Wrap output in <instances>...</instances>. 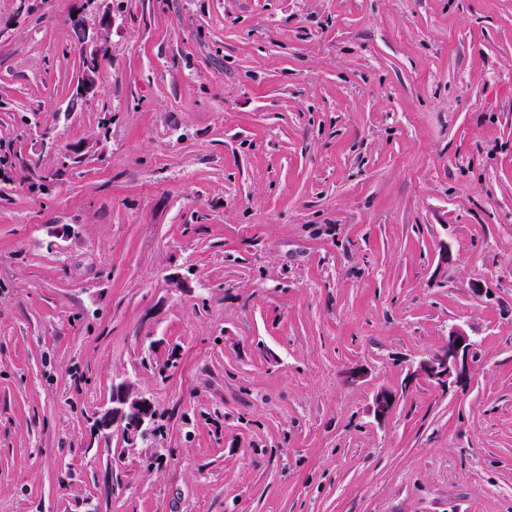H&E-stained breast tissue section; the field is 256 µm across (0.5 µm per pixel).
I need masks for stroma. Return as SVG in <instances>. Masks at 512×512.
<instances>
[{"label":"stroma","mask_w":512,"mask_h":512,"mask_svg":"<svg viewBox=\"0 0 512 512\" xmlns=\"http://www.w3.org/2000/svg\"><path fill=\"white\" fill-rule=\"evenodd\" d=\"M0 512H512V0H0ZM111 24L112 16L107 14L103 18L102 27L98 30L90 33L85 28L78 27L80 40L77 47L83 60V68L80 82L76 86L77 97L86 98L95 93L100 63L105 57L103 30ZM459 343V346H456ZM475 342L461 327L448 332V343L439 352L429 355L407 367L404 382L407 385L429 380L442 387L463 382L474 362ZM117 424L122 428L124 441L131 446L156 434L158 419L155 406L149 398L134 390L130 380L112 384L109 402L95 413L94 435L109 438Z\"/></svg>","instance_id":"35a3bbf8"}]
</instances>
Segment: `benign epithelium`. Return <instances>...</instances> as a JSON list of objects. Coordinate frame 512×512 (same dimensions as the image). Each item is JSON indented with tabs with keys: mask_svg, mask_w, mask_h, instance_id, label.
Listing matches in <instances>:
<instances>
[{
	"mask_svg": "<svg viewBox=\"0 0 512 512\" xmlns=\"http://www.w3.org/2000/svg\"><path fill=\"white\" fill-rule=\"evenodd\" d=\"M112 24V16L107 14L102 28L90 32L78 28L80 40L78 50L83 60L82 74L75 94L86 98L95 93L100 63L105 57L103 28ZM475 342L461 327L448 332V343L439 352L425 357L407 367L404 382L411 385L419 380H429L442 387L463 382L474 362ZM396 395L381 389L372 401V412L379 422L385 421L394 409ZM120 426L124 441L135 446L147 441L156 434L158 419L153 402L134 390L131 381L123 380L112 384L108 403L98 408L94 417V435L106 439L112 435V428Z\"/></svg>",
	"mask_w": 512,
	"mask_h": 512,
	"instance_id": "1",
	"label": "benign epithelium"
}]
</instances>
